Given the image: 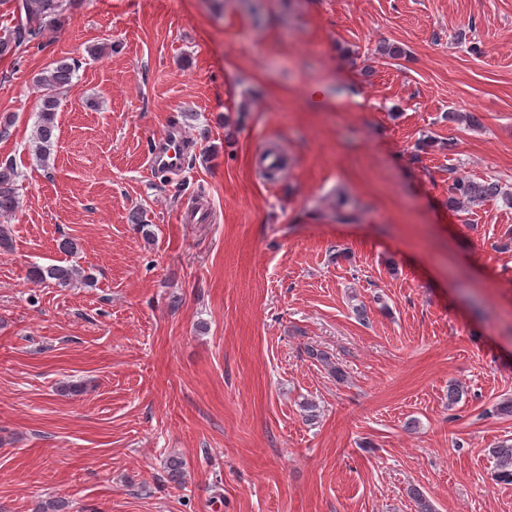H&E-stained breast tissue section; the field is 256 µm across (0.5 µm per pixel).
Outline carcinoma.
I'll list each match as a JSON object with an SVG mask.
<instances>
[{
	"mask_svg": "<svg viewBox=\"0 0 512 512\" xmlns=\"http://www.w3.org/2000/svg\"><path fill=\"white\" fill-rule=\"evenodd\" d=\"M67 3L73 5L76 0H16L14 12L18 21L9 35L0 36V58L13 55L22 45L39 40L62 15ZM75 74V62L62 57L54 60L37 79L41 95L32 143L35 159L43 165L47 164L56 139L60 94L74 86ZM18 178L19 173L13 163L0 164V216H11L21 207ZM497 197L512 205V193L502 190L494 181L456 178L448 186V209L456 212L470 204ZM29 280L33 283L52 280L57 286L67 288L78 281L86 285L92 277L73 266L51 265L33 267ZM492 454L496 458L498 480L512 483V442L502 443L492 450Z\"/></svg>",
	"mask_w": 512,
	"mask_h": 512,
	"instance_id": "cac0c4a2",
	"label": "carcinoma"
}]
</instances>
